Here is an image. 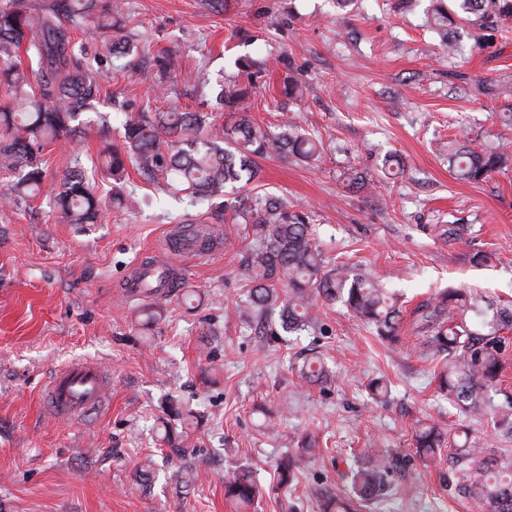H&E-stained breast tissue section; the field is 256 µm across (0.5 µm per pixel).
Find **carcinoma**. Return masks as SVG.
<instances>
[{"label": "carcinoma", "mask_w": 512, "mask_h": 512, "mask_svg": "<svg viewBox=\"0 0 512 512\" xmlns=\"http://www.w3.org/2000/svg\"><path fill=\"white\" fill-rule=\"evenodd\" d=\"M433 0L431 19L442 31L448 50V23L453 16L476 30L506 28L512 21V0ZM122 6L99 0H50L38 11L11 3L0 7V172L10 174L0 186V201L27 202L45 194L50 209L65 224H99L107 208L95 184L86 176L80 158L61 177L58 187L42 192L43 152L50 145L72 143L92 122L103 93L100 77L73 59L74 33L82 26L105 34L124 27ZM248 90L236 84L224 87L228 121L222 132L193 112H152L144 107L125 113L118 142H105L102 165L112 177V202L117 208L138 204L124 191L128 167L149 181L163 180L166 190L189 205H207L212 223H224V208L244 225L249 242L241 265L249 274L246 292L238 304L239 317L257 322L259 333L271 343H286L321 323L320 308L340 303L357 320L375 327L378 336L394 342L400 335L403 311L397 295L379 278L327 259L313 237L309 213L293 210L279 197H269L262 209L252 198L238 195L234 203L224 196L239 191L256 175L257 158L271 155L314 165L323 158L321 142L302 130L275 135L253 121L242 104ZM512 162L504 150L476 152L458 146L448 154L457 179L475 183ZM412 325L441 355L439 387L462 411L478 415L488 394L498 385L502 369V337L512 326V306L496 304L478 291L445 289L422 301L412 311ZM297 375L307 384L326 383L329 368L322 353L304 352ZM445 429L420 424L415 448L426 457L443 447ZM316 444L302 441L296 457L281 464L279 487L294 479V469L315 454ZM452 468L465 472L462 487L479 512H512V456H493L464 437L450 457ZM405 462L397 448H372L349 468L355 498L321 493L320 512H356L354 499L373 503L390 490V478ZM265 489L245 470L224 477V497L250 506Z\"/></svg>", "instance_id": "cac0c4a2"}]
</instances>
